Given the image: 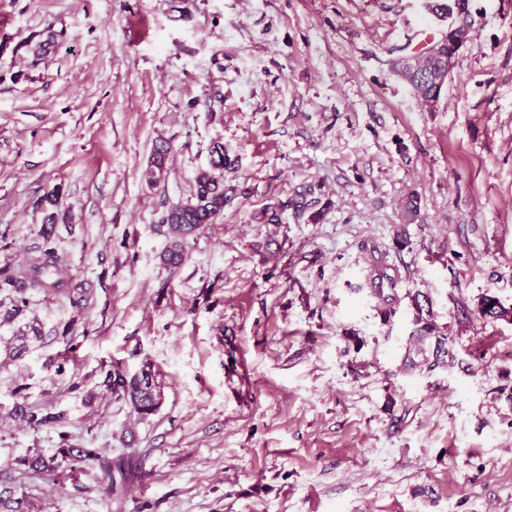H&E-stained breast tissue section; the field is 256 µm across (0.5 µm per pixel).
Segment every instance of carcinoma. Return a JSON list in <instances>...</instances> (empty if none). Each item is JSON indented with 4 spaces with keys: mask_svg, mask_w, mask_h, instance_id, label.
Segmentation results:
<instances>
[{
    "mask_svg": "<svg viewBox=\"0 0 512 512\" xmlns=\"http://www.w3.org/2000/svg\"><path fill=\"white\" fill-rule=\"evenodd\" d=\"M414 94L428 105L434 104L440 97V87L429 83H415L409 79ZM171 150L170 143L164 139L155 142L153 152L145 170L146 181L156 184L164 178L167 170V160ZM313 189L308 188L286 201H277L266 205L255 214L260 224H279L284 211L291 209L296 218L310 215V220L318 222L322 210H314L316 200L311 198ZM224 190V179L221 174L211 171L200 172L195 179V193L186 202H178L170 206L161 218L168 238L167 247L159 254L160 263L170 269L178 268L185 260L187 240L198 230L214 223L215 218L224 211L228 203ZM43 245L40 255L30 260L22 270L3 267L0 269V292L11 296L12 308L7 317L20 316L28 304L27 292L31 288H50L69 296L70 305L82 309L87 304L88 294L85 283H72L56 276V255L53 242V228L49 227L42 233ZM389 265L380 260L373 264V272L377 279L385 282L387 287L374 289L375 295L386 304L397 301L395 277L388 273ZM483 316L493 319H509L512 310L505 308L498 298L484 296L478 307ZM412 335L409 336V347L405 356L408 366L419 364L427 366L432 371L440 367L454 365V354L448 341V336L442 334L435 323L428 322L422 317H416ZM422 357L416 361L414 356ZM101 386L104 391L123 402L139 417L144 418L153 414L161 404L162 386L161 373L149 360L142 362L139 371L127 373L119 369L118 364H110L103 370ZM62 445L57 452L45 457L39 455L28 462V465L42 472L50 473L54 478L71 477L86 468H96L101 473V479L107 482L111 493L122 498L127 490L130 475V461L122 456L113 459L101 454L97 448H80L68 443V435L60 436Z\"/></svg>",
    "mask_w": 512,
    "mask_h": 512,
    "instance_id": "cac0c4a2",
    "label": "carcinoma"
}]
</instances>
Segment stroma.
Returning <instances> with one entry per match:
<instances>
[{
  "label": "stroma",
  "mask_w": 512,
  "mask_h": 512,
  "mask_svg": "<svg viewBox=\"0 0 512 512\" xmlns=\"http://www.w3.org/2000/svg\"><path fill=\"white\" fill-rule=\"evenodd\" d=\"M427 3L0 0V268L52 214L62 278L91 286L12 320L0 294V490L28 512H512V322L478 312L512 307V0H469L431 107L387 64L445 32ZM218 143L236 196L166 268L160 218ZM309 187L319 222L256 223ZM419 317L453 367L405 368ZM145 360L163 402L139 419L99 384ZM45 411L62 426L26 422ZM64 433L129 458L131 494L29 467ZM170 150L171 146L167 140L160 139L155 142L153 152L145 170V177L148 183L157 184L164 178ZM391 269L389 265L385 264L384 261H376L373 264V272L377 277L376 279L385 282L389 288H376L374 289L375 295H377L380 299H382L386 304L391 305L394 302H397V292L395 287V276H392L388 273V270Z\"/></svg>",
  "instance_id": "obj_1"
}]
</instances>
